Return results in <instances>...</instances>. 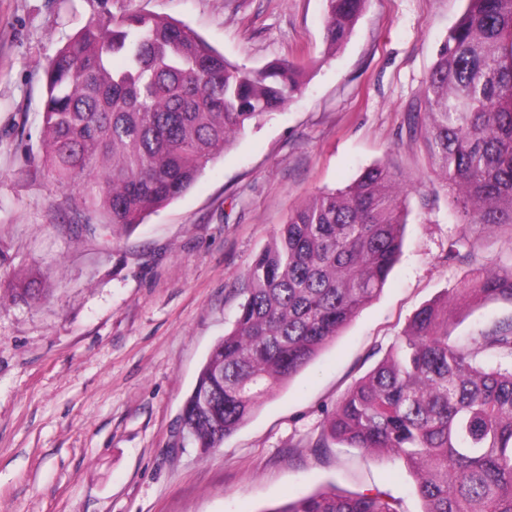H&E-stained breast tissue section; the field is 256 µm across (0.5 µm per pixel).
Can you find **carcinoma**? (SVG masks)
<instances>
[{
    "mask_svg": "<svg viewBox=\"0 0 512 512\" xmlns=\"http://www.w3.org/2000/svg\"><path fill=\"white\" fill-rule=\"evenodd\" d=\"M367 0H326L324 42L344 44ZM36 170L75 226L117 235L186 192L246 128L304 89L300 67L228 61L192 28L126 12L90 19L46 64ZM415 114L458 223L512 227V0H467ZM409 185L372 164L279 225L241 283L230 331L203 362L182 428L204 453L244 425L383 290L401 254ZM471 256L465 235L447 259ZM512 304V267L460 290ZM512 318L466 348L448 300L423 305L394 350L323 421L314 448L390 452L416 476L422 512H512ZM268 512H401L379 489L298 496Z\"/></svg>",
    "mask_w": 512,
    "mask_h": 512,
    "instance_id": "cac0c4a2",
    "label": "carcinoma"
}]
</instances>
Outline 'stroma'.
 Returning a JSON list of instances; mask_svg holds the SVG:
<instances>
[{
  "instance_id": "1",
  "label": "stroma",
  "mask_w": 512,
  "mask_h": 512,
  "mask_svg": "<svg viewBox=\"0 0 512 512\" xmlns=\"http://www.w3.org/2000/svg\"><path fill=\"white\" fill-rule=\"evenodd\" d=\"M466 0H368L336 53L324 0H0V512H269L335 487L379 488L421 512L415 477L387 455L313 452L328 413L392 348L424 304L448 300L469 346L512 305L459 298L512 265V228L457 224L412 113ZM129 10L184 22L231 62L287 60L305 87L252 125L181 197L113 236L75 231L36 174L43 66L89 19ZM383 163L411 181L403 253L381 294L221 448L180 430L183 403L238 291L279 224L322 191ZM466 234L474 256L448 262ZM33 282L47 299L14 291Z\"/></svg>"
}]
</instances>
